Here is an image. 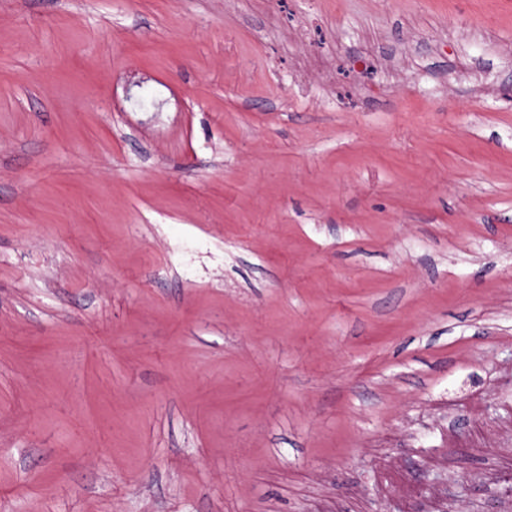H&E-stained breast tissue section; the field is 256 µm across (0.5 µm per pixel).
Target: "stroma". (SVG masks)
<instances>
[{"instance_id":"35a3bbf8","label":"stroma","mask_w":512,"mask_h":512,"mask_svg":"<svg viewBox=\"0 0 512 512\" xmlns=\"http://www.w3.org/2000/svg\"><path fill=\"white\" fill-rule=\"evenodd\" d=\"M0 512H512V0H0Z\"/></svg>"}]
</instances>
